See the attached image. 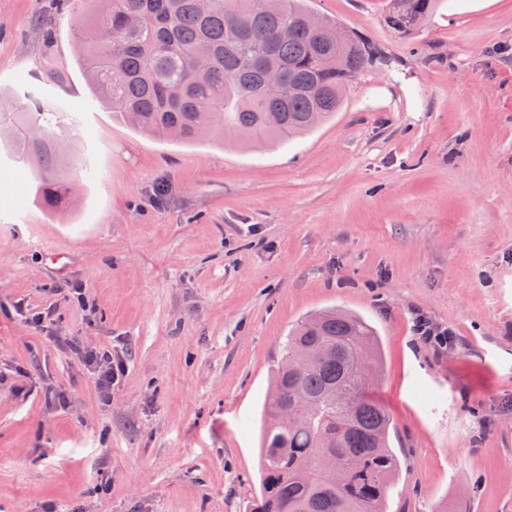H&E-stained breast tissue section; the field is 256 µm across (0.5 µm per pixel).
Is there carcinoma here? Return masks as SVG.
<instances>
[{"instance_id": "carcinoma-1", "label": "carcinoma", "mask_w": 512, "mask_h": 512, "mask_svg": "<svg viewBox=\"0 0 512 512\" xmlns=\"http://www.w3.org/2000/svg\"><path fill=\"white\" fill-rule=\"evenodd\" d=\"M92 10L74 32L81 65L98 99L115 116L178 144L200 139L286 142L339 111L347 88L370 65L373 45L354 33L329 38L338 23L306 26L304 0H240L252 16L238 26L225 0H89ZM439 0H389L394 28L432 16ZM135 15L140 25L127 27ZM288 29V37L282 30ZM284 90L264 95L269 71ZM67 106L29 96L26 112H1L13 131V158L34 160L43 176L37 198L68 209L72 182L58 167L62 150L53 128ZM379 364L376 336L364 319L341 310L311 314L288 332L265 404L263 478L255 512H385L398 459L389 448L390 416L370 397L368 371ZM304 400L305 422L284 425L280 411ZM336 472L328 484L322 472Z\"/></svg>"}]
</instances>
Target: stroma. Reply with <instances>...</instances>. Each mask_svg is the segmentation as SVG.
<instances>
[{
  "instance_id": "stroma-1",
  "label": "stroma",
  "mask_w": 512,
  "mask_h": 512,
  "mask_svg": "<svg viewBox=\"0 0 512 512\" xmlns=\"http://www.w3.org/2000/svg\"><path fill=\"white\" fill-rule=\"evenodd\" d=\"M306 6L378 50L336 116L174 145L95 97L87 0H0V111L32 92L80 119L71 210L0 149V512H252L273 365L334 307L378 334L386 512H512V0H443L410 34L387 0ZM418 313L456 344L425 347ZM70 337L125 360L109 395Z\"/></svg>"
}]
</instances>
